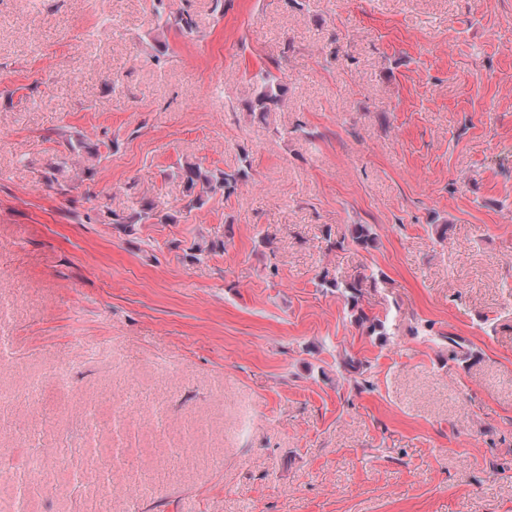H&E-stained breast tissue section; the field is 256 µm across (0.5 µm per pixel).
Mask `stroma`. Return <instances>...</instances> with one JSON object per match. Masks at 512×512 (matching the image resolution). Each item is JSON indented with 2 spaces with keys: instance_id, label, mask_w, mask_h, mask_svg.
Returning a JSON list of instances; mask_svg holds the SVG:
<instances>
[{
  "instance_id": "35a3bbf8",
  "label": "stroma",
  "mask_w": 512,
  "mask_h": 512,
  "mask_svg": "<svg viewBox=\"0 0 512 512\" xmlns=\"http://www.w3.org/2000/svg\"><path fill=\"white\" fill-rule=\"evenodd\" d=\"M186 8L197 36L168 24ZM109 15L122 36L90 52L78 31ZM262 69L287 88L264 122L245 107ZM62 132L119 142L64 195L44 181ZM244 151L230 198L108 222L142 193L179 210L177 163ZM353 224L374 247L326 252ZM203 238L223 250L184 260ZM325 267L378 276L360 305L387 339ZM0 340V394L43 398L0 407L13 463L27 434L43 451L30 512L95 503L86 447L128 453L107 512H512V0H0ZM120 394L164 430L115 435ZM138 208L134 209L129 214L124 212L108 211L107 216L111 224H119L132 232L134 224H174L176 223V216L169 212L157 211L152 200L146 195H143L137 202ZM318 286L325 290L341 292L347 299L352 317L359 327L366 330L370 336H389L385 321L378 316H370L367 314L359 302L363 297L366 288H372L376 285V277L374 273L370 275H359L351 280L339 279L329 269H323L318 275Z\"/></svg>"
}]
</instances>
